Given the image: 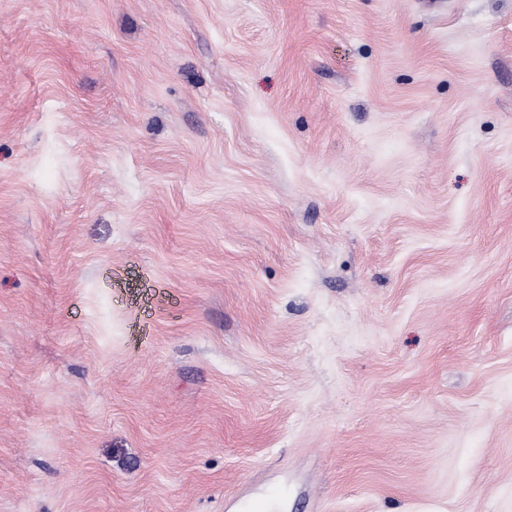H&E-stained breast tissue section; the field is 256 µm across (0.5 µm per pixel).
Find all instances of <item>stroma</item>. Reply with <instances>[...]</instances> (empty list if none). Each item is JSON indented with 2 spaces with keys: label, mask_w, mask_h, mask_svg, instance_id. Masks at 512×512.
I'll return each instance as SVG.
<instances>
[{
  "label": "stroma",
  "mask_w": 512,
  "mask_h": 512,
  "mask_svg": "<svg viewBox=\"0 0 512 512\" xmlns=\"http://www.w3.org/2000/svg\"><path fill=\"white\" fill-rule=\"evenodd\" d=\"M512 512V0H0V512Z\"/></svg>",
  "instance_id": "obj_1"
}]
</instances>
